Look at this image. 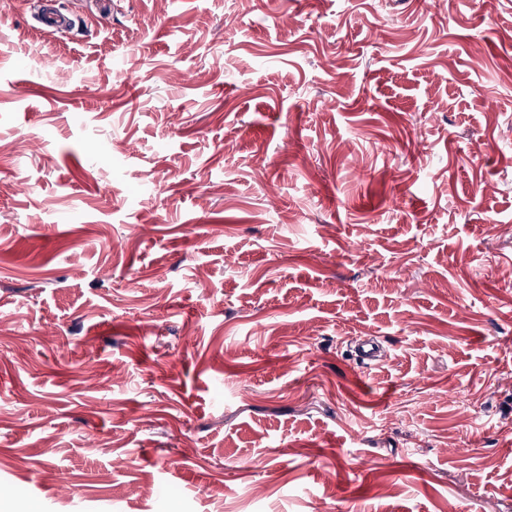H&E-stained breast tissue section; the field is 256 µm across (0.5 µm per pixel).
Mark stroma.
Instances as JSON below:
<instances>
[{"mask_svg":"<svg viewBox=\"0 0 512 512\" xmlns=\"http://www.w3.org/2000/svg\"><path fill=\"white\" fill-rule=\"evenodd\" d=\"M56 3L0 0L14 512H512V0Z\"/></svg>","mask_w":512,"mask_h":512,"instance_id":"1","label":"stroma"}]
</instances>
